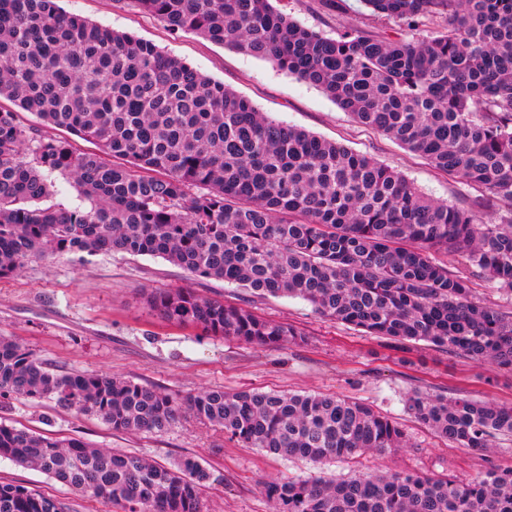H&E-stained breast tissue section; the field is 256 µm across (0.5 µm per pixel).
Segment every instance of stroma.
I'll return each instance as SVG.
<instances>
[{"label":"stroma","mask_w":512,"mask_h":512,"mask_svg":"<svg viewBox=\"0 0 512 512\" xmlns=\"http://www.w3.org/2000/svg\"><path fill=\"white\" fill-rule=\"evenodd\" d=\"M59 5L67 13L152 42L247 97L272 119L402 172L432 199L464 208L473 205L474 189L358 124L319 88L270 61L193 33H171L157 18L128 6L116 7L112 0H59ZM280 7L302 25L329 36L354 26L384 36L394 32L393 24L370 17L360 0H342L341 9L332 13L321 10L318 0H281ZM181 288L291 324L301 336L282 349L260 348L167 323L151 309L148 298L158 290ZM0 335L14 338L62 372L98 371L184 396L214 387L333 395L368 404L400 422L407 432L404 448L313 465L241 447L219 429L189 417L162 433H120L96 416L75 415L51 402L0 404V421L55 437L136 452L166 465L186 456L197 458L211 474L202 491L205 512H273L262 492L271 480L341 479L360 471L450 474L465 480L492 466L512 468V439L496 440L482 452L459 448L405 408L414 392L512 403V372L422 342L401 345L363 336L322 317L301 299L259 298L233 284L194 278L159 257L112 254L89 263L69 257L33 260L19 275L0 279ZM0 483L53 496L64 512H116L112 505L4 458Z\"/></svg>","instance_id":"1"}]
</instances>
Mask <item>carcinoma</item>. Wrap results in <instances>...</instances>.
Returning a JSON list of instances; mask_svg holds the SVG:
<instances>
[{
    "label": "carcinoma",
    "instance_id": "cac0c4a2",
    "mask_svg": "<svg viewBox=\"0 0 512 512\" xmlns=\"http://www.w3.org/2000/svg\"><path fill=\"white\" fill-rule=\"evenodd\" d=\"M275 0H113L169 30L200 35L318 87L356 121L481 192L491 224L425 196L371 156L273 120L154 44L63 12L58 0H0V97L98 146L20 124L0 107V279L29 261L162 257L191 276L289 296L367 336L426 342L512 372V0H361L398 26L329 37ZM435 26L430 34L421 29ZM113 158L129 160L116 164ZM69 175L90 208L46 204ZM462 254L468 272L437 256ZM159 316L205 335L283 348L300 336L250 309L188 289L149 297ZM0 398L53 401L116 432L161 433L188 414L246 448L320 464L405 445L370 406L324 394L180 396L94 371L61 373L0 336ZM459 448L512 436V405L407 399ZM0 458L39 470L119 512H203L209 471L95 448L0 422ZM275 512H512V468L466 481L394 472L263 485ZM0 512H64L55 498L0 484Z\"/></svg>",
    "mask_w": 512,
    "mask_h": 512
}]
</instances>
